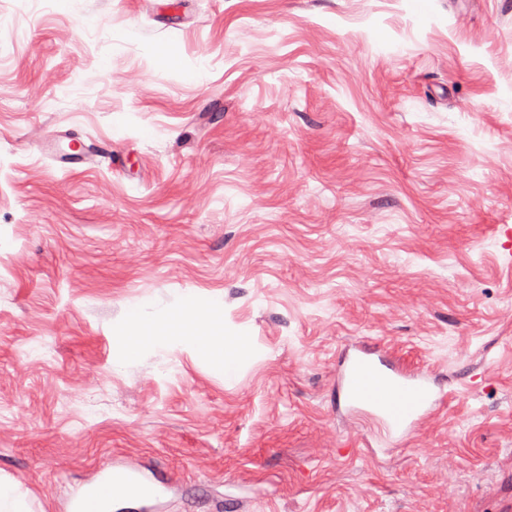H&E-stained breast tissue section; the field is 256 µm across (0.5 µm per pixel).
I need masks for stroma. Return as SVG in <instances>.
<instances>
[{
    "instance_id": "35a3bbf8",
    "label": "stroma",
    "mask_w": 512,
    "mask_h": 512,
    "mask_svg": "<svg viewBox=\"0 0 512 512\" xmlns=\"http://www.w3.org/2000/svg\"><path fill=\"white\" fill-rule=\"evenodd\" d=\"M64 136L100 163L61 168ZM512 0H0V477L69 512H512ZM218 302L233 379L129 313ZM359 347L445 396L386 439ZM116 490H119L116 492ZM157 494L155 487L144 484L128 471L109 470L102 474L99 481L84 493L72 499L73 512H109L112 502L120 495H136L143 498Z\"/></svg>"
}]
</instances>
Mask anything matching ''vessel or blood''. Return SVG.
<instances>
[{"instance_id":"obj_1","label":"vessel or blood","mask_w":512,"mask_h":512,"mask_svg":"<svg viewBox=\"0 0 512 512\" xmlns=\"http://www.w3.org/2000/svg\"><path fill=\"white\" fill-rule=\"evenodd\" d=\"M338 389L348 407L371 412L390 437L409 434L438 403L425 376L390 365L369 351L345 358ZM156 493L155 487L144 484L131 472L109 470L96 484L73 498L72 512H109L120 496L148 498Z\"/></svg>"}]
</instances>
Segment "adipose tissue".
<instances>
[{"label": "adipose tissue", "instance_id": "adipose-tissue-1", "mask_svg": "<svg viewBox=\"0 0 512 512\" xmlns=\"http://www.w3.org/2000/svg\"><path fill=\"white\" fill-rule=\"evenodd\" d=\"M131 345L162 349L178 343L187 349L207 354L219 363L225 376H234L244 349L225 338L221 308L211 303L200 305L192 300L179 308L159 307L155 317L133 315L122 329Z\"/></svg>", "mask_w": 512, "mask_h": 512}]
</instances>
